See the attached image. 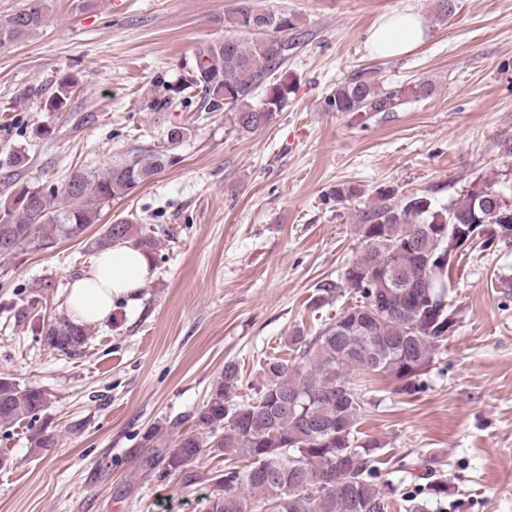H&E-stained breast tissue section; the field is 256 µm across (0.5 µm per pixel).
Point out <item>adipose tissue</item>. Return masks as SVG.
<instances>
[{
	"instance_id": "adipose-tissue-1",
	"label": "adipose tissue",
	"mask_w": 512,
	"mask_h": 512,
	"mask_svg": "<svg viewBox=\"0 0 512 512\" xmlns=\"http://www.w3.org/2000/svg\"><path fill=\"white\" fill-rule=\"evenodd\" d=\"M428 36L424 19L413 12H401L385 18L369 33L368 44L380 58L405 55ZM152 260L140 247L118 242L98 253L91 267L76 277L64 303L67 319L75 324L105 321L116 301L133 306L150 276Z\"/></svg>"
}]
</instances>
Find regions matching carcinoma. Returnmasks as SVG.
<instances>
[{
  "instance_id": "obj_1",
  "label": "carcinoma",
  "mask_w": 512,
  "mask_h": 512,
  "mask_svg": "<svg viewBox=\"0 0 512 512\" xmlns=\"http://www.w3.org/2000/svg\"><path fill=\"white\" fill-rule=\"evenodd\" d=\"M46 15V0H26L19 12L0 17V47L42 27ZM223 23L244 38L197 46L188 88L204 111H225L237 131L253 133L272 123L288 102L291 85L274 74L300 43L302 24L298 16L260 8L255 0H240ZM74 85L73 78H63L45 109L62 111ZM431 91L424 82L386 89L361 73L336 86L329 106L362 124ZM183 138L182 129L173 128L168 147L99 172L76 171L58 195L13 182L0 198V226L9 227L15 253L82 237L105 205L172 165V146ZM499 184L495 175L474 181L444 207L426 195L398 199L393 189L376 190L358 228L360 253L345 267L341 283L318 286L319 301L333 299L342 287L352 295L351 304L314 335L290 336L291 359L270 360L263 368L265 383L251 398L238 393L237 365L225 363L190 430L170 445L163 442L165 423L143 433L141 447L149 449L143 465L161 469L165 477L177 475L185 485L204 484L205 512H248L251 500L265 512H391L394 503L375 482L378 446L358 438L366 404L359 380L382 375L405 394L420 389L438 343L455 326L448 305L454 255L469 241L491 250L496 227L512 212ZM125 240L149 253L158 246L143 227L126 220L103 226L90 244L102 251ZM13 254L0 244L1 261ZM88 336V326L66 320L46 330L48 345L66 356L82 353ZM47 405L42 389L0 379V427L33 421ZM30 441L33 448H51L56 436L41 427ZM205 455L224 461V468L194 470ZM422 476L429 495L448 494L440 471L427 465Z\"/></svg>"
}]
</instances>
